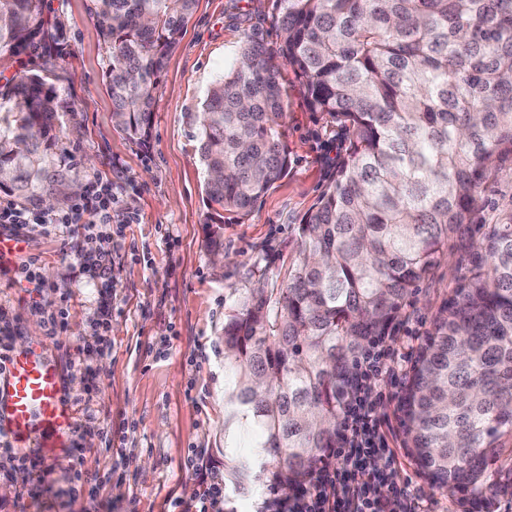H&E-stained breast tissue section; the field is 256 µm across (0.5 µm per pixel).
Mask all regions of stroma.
<instances>
[{"label": "stroma", "mask_w": 512, "mask_h": 512, "mask_svg": "<svg viewBox=\"0 0 512 512\" xmlns=\"http://www.w3.org/2000/svg\"><path fill=\"white\" fill-rule=\"evenodd\" d=\"M43 6L64 29L57 74L78 110L79 133L62 147L78 152L85 179L125 187L124 201L138 221L124 226L128 249L113 253L106 278L79 273V257L96 245L63 228L49 234L29 228L21 251L0 271V327L9 328L13 351L45 344L65 397L78 402L70 439L81 449L50 461L43 481L27 451L0 449V512H125L131 503L137 512H172L175 501H191L199 489L197 475L184 466L191 449L203 450L209 473L224 474V318L246 289L286 282L297 227L333 180L348 133L309 111L292 71L282 69L291 165L247 219L225 213L224 259L215 261L206 247L203 172L187 115L245 39L278 48L277 0H199L166 61L145 148L112 120L92 0H43ZM480 236L476 225L462 229L429 281L413 292L395 328L398 345L417 351ZM29 264L39 288L16 278ZM107 304L112 324L103 334L97 322ZM62 309L65 328L48 339V321ZM104 341L110 350L101 355ZM405 382L398 377L376 407L390 428L400 476L421 512H469V504L432 487L403 446L397 406ZM123 423L126 438L105 436V425ZM486 486L480 512H512V455L489 467Z\"/></svg>", "instance_id": "stroma-1"}]
</instances>
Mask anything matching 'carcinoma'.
Returning a JSON list of instances; mask_svg holds the SVG:
<instances>
[{
	"mask_svg": "<svg viewBox=\"0 0 512 512\" xmlns=\"http://www.w3.org/2000/svg\"><path fill=\"white\" fill-rule=\"evenodd\" d=\"M281 42L246 39L189 115L205 173L210 252L288 171L281 67L343 125L335 178L304 215L288 282L250 288L224 321V480L297 492L336 447L366 346L393 334L411 292L481 187L512 164V0H278ZM197 0H95L116 126L145 144L168 54ZM43 0H0V52L37 46L52 68L0 84V194L60 208L81 185L58 144L76 109L54 73ZM474 260L419 347L398 411L404 447L437 488L480 501L512 453V210L480 224ZM256 435L254 451L233 443Z\"/></svg>",
	"mask_w": 512,
	"mask_h": 512,
	"instance_id": "obj_1",
	"label": "carcinoma"
}]
</instances>
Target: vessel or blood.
<instances>
[{"label": "vessel or blood", "mask_w": 512, "mask_h": 512, "mask_svg": "<svg viewBox=\"0 0 512 512\" xmlns=\"http://www.w3.org/2000/svg\"><path fill=\"white\" fill-rule=\"evenodd\" d=\"M0 430L23 447L39 449L53 459L69 446L74 412L64 397L56 366L43 348L13 353L0 374Z\"/></svg>", "instance_id": "b4317fda"}]
</instances>
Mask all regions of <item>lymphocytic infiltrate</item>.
<instances>
[{"label": "lymphocytic infiltrate", "mask_w": 512, "mask_h": 512, "mask_svg": "<svg viewBox=\"0 0 512 512\" xmlns=\"http://www.w3.org/2000/svg\"><path fill=\"white\" fill-rule=\"evenodd\" d=\"M117 217L126 224L137 221L136 213L124 208L121 192L101 180L90 183L82 196L59 212L41 213L0 201L1 225L24 229L37 224L49 231L63 226L88 239L102 238L103 226ZM402 361V354L390 344L378 342L366 350L329 461L296 496L269 502L270 512H403L411 490L399 479L398 457L375 413L383 396L382 379Z\"/></svg>", "instance_id": "obj_1"}]
</instances>
